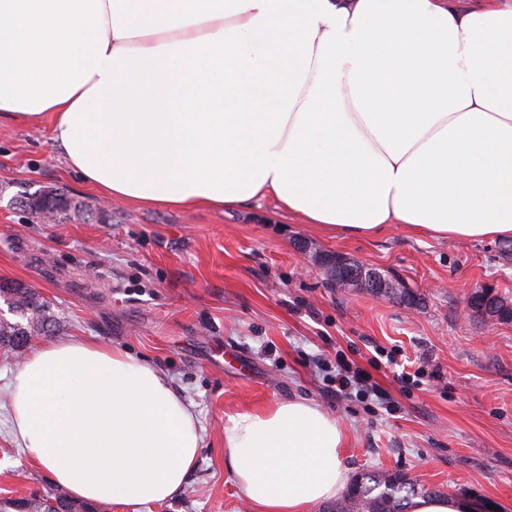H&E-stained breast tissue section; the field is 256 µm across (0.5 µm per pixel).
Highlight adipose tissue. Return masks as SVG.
Segmentation results:
<instances>
[{
	"label": "adipose tissue",
	"instance_id": "obj_1",
	"mask_svg": "<svg viewBox=\"0 0 512 512\" xmlns=\"http://www.w3.org/2000/svg\"><path fill=\"white\" fill-rule=\"evenodd\" d=\"M1 117L50 120L115 200L269 197L347 238L512 239V0H0ZM11 412L31 462L86 502L173 499L196 462L165 374L100 342L34 346ZM343 441L298 399L224 427L254 512L336 497Z\"/></svg>",
	"mask_w": 512,
	"mask_h": 512
}]
</instances>
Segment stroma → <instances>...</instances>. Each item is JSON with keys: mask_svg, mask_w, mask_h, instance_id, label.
<instances>
[{"mask_svg": "<svg viewBox=\"0 0 512 512\" xmlns=\"http://www.w3.org/2000/svg\"><path fill=\"white\" fill-rule=\"evenodd\" d=\"M50 187L75 209L45 224L17 204ZM342 253L419 294L406 307L342 290L301 256ZM0 279L59 310L54 337L125 349L163 372L201 432L184 492L140 512H253L224 463L230 416L305 399L345 429L350 476L417 478L479 512H512V320L466 314L470 290L512 303V242L437 240L391 224L371 238L328 235L270 199L231 210L112 202L72 173L48 122H0ZM341 360L385 389L390 407L336 397ZM24 354L0 355V501L53 489L13 438L9 389Z\"/></svg>", "mask_w": 512, "mask_h": 512, "instance_id": "1", "label": "stroma"}]
</instances>
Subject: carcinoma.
<instances>
[{"label":"carcinoma","instance_id":"cac0c4a2","mask_svg":"<svg viewBox=\"0 0 512 512\" xmlns=\"http://www.w3.org/2000/svg\"><path fill=\"white\" fill-rule=\"evenodd\" d=\"M21 203L33 214L46 211L54 217L68 206L61 194L52 191L29 193L23 196ZM0 299L16 317L13 322L0 317V347L19 350L31 336L52 334L57 330L58 317L51 303L36 289L0 280ZM425 493L424 486L405 474L373 470L359 474L347 493L325 512H407L410 499ZM0 512H101V509L77 502L64 490L56 488L31 498L0 501Z\"/></svg>","mask_w":512,"mask_h":512}]
</instances>
